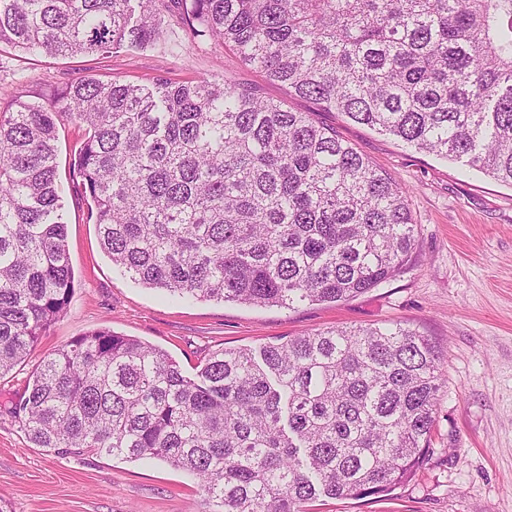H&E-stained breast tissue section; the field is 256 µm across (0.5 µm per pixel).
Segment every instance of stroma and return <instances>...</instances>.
Wrapping results in <instances>:
<instances>
[{"label":"stroma","mask_w":512,"mask_h":512,"mask_svg":"<svg viewBox=\"0 0 512 512\" xmlns=\"http://www.w3.org/2000/svg\"><path fill=\"white\" fill-rule=\"evenodd\" d=\"M148 85L219 76L260 87L296 112L312 110L214 40L173 55L155 48L109 57H23L0 52V83L44 101L82 76ZM317 121L410 193L418 224L416 258L396 279L338 304L294 310L183 300L135 282L102 251L91 203L70 177L82 140L58 126V181L74 270L64 316L23 364L0 377V512H209L196 480L157 461L107 455L58 457L33 447L11 410L38 364L83 334L109 328L167 351L186 372L220 348L266 343L336 326L406 323L443 352L430 450L412 479L389 496L317 501L312 512H512V187L410 149L337 112Z\"/></svg>","instance_id":"35a3bbf8"}]
</instances>
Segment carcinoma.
I'll list each match as a JSON object with an SVG mask.
<instances>
[{
    "label": "carcinoma",
    "mask_w": 512,
    "mask_h": 512,
    "mask_svg": "<svg viewBox=\"0 0 512 512\" xmlns=\"http://www.w3.org/2000/svg\"><path fill=\"white\" fill-rule=\"evenodd\" d=\"M0 0V51L103 56L204 37L308 100L202 77L70 84L49 102L0 85V377L66 312L74 273L57 182L58 121L83 128L72 176L101 248L179 298L293 309L395 278L415 247L408 190L317 112L512 186V0ZM212 352L196 377L109 329L42 361L13 408L37 448L154 459L211 512H310L385 497L430 450L444 372L402 324Z\"/></svg>",
    "instance_id": "1"
}]
</instances>
